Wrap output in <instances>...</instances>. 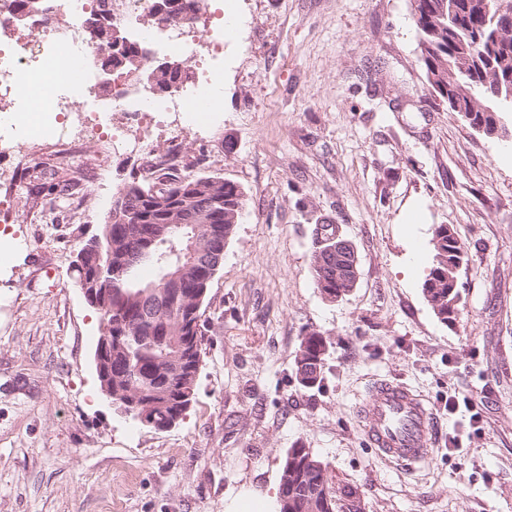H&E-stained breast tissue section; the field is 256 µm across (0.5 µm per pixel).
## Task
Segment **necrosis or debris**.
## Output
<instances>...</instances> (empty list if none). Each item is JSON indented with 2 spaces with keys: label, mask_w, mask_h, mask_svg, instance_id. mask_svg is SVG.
<instances>
[{
  "label": "necrosis or debris",
  "mask_w": 512,
  "mask_h": 512,
  "mask_svg": "<svg viewBox=\"0 0 512 512\" xmlns=\"http://www.w3.org/2000/svg\"><path fill=\"white\" fill-rule=\"evenodd\" d=\"M90 0H49L51 11L69 16L67 26H41L39 38L13 40L0 45V150L14 152L25 158L34 148L33 134L46 137L58 156L68 160L73 156L76 137L105 140L109 150H134L141 143L154 141L163 134L169 146H177L182 136L192 130L219 121L218 111L206 108L212 89L217 83L214 75L203 74L194 89L186 93L171 92L158 96L151 89L131 88L126 78L116 79L109 97H101L98 89L101 76L95 65V51L86 43L79 24ZM146 48V61L160 53L179 55L196 60L205 54L207 61L224 60L223 31L204 32L175 30L167 36L152 31H139ZM77 55L74 71L64 72L57 84L54 99L41 103L42 79L51 71L57 58ZM28 81L33 99L39 100V132L17 127L10 117L15 110L12 102L18 81ZM77 89L90 102V109L73 110L69 89Z\"/></svg>",
  "instance_id": "necrosis-or-debris-1"
}]
</instances>
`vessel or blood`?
Returning <instances> with one entry per match:
<instances>
[{"instance_id":"obj_1","label":"vessel or blood","mask_w":512,"mask_h":512,"mask_svg":"<svg viewBox=\"0 0 512 512\" xmlns=\"http://www.w3.org/2000/svg\"><path fill=\"white\" fill-rule=\"evenodd\" d=\"M376 453L410 466L425 462L436 433L432 409L407 386L375 383L360 406Z\"/></svg>"}]
</instances>
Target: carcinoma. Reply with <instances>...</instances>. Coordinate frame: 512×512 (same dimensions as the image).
<instances>
[{"instance_id":"obj_1","label":"carcinoma","mask_w":512,"mask_h":512,"mask_svg":"<svg viewBox=\"0 0 512 512\" xmlns=\"http://www.w3.org/2000/svg\"><path fill=\"white\" fill-rule=\"evenodd\" d=\"M178 6L167 15L156 11L159 0H149L147 28L160 29L193 20L202 0H175ZM412 19L419 33V45L426 78L444 99L451 95L460 107L474 111L485 125L484 135L494 131L493 116L485 111L495 107L497 97H506L512 87V16L493 19L500 10L512 13V0H411ZM38 14L52 24L46 0H11L10 12ZM113 0H94L84 21L100 23L99 34L86 42L102 49L96 58L99 69L109 67L128 73L142 65L144 48L131 37L117 46L112 42ZM146 79L164 92L186 85L188 69L170 72L153 66L143 71ZM147 174L131 176L113 198L122 202L135 221L115 220L103 224L100 250L89 262L75 266L76 285L96 289L101 321L112 328L111 349L105 365L112 367L107 380L112 403L130 412L135 420L148 411L145 428L163 431L183 419L195 391L200 365L201 307L208 286L224 254L227 240L238 224L244 206L242 189L231 181L194 172L180 161L181 149ZM166 184V192H152V185ZM203 215V223L183 224L181 219ZM339 236L334 224L316 228V252L325 242ZM434 257L421 288L434 314L446 322L460 311L458 271L464 252L454 231L441 224L434 231ZM136 253L139 262L127 269L125 256ZM144 264L155 268V278L139 279ZM316 288L334 300L351 290L355 273L339 270L336 261L325 264L313 259ZM177 273L186 286L185 297L172 299L164 310L149 307L152 293L164 290L166 275ZM327 344L322 334L311 332L301 342L294 359L295 377L306 389L321 385ZM279 512H362L361 501L334 482L330 464L308 448H291L285 457Z\"/></svg>"}]
</instances>
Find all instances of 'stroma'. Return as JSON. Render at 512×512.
Masks as SVG:
<instances>
[{"mask_svg": "<svg viewBox=\"0 0 512 512\" xmlns=\"http://www.w3.org/2000/svg\"><path fill=\"white\" fill-rule=\"evenodd\" d=\"M228 15L244 23L224 45V122L188 134L182 154L245 204L203 305L194 399L172 428H144L100 392V318L73 272L146 156L0 152L15 183L0 228L21 249L0 262V512H224L243 490L279 487L298 446L364 512H512V141L434 93L410 0H203L196 23ZM55 174L74 189L39 194ZM328 220L360 268L333 302L312 274ZM440 224L464 249L448 324L421 289ZM311 332L328 352L306 389L294 358ZM381 380L421 394L440 422L416 468L366 439L359 406ZM454 394L476 400L481 431L449 413Z\"/></svg>", "mask_w": 512, "mask_h": 512, "instance_id": "1", "label": "stroma"}]
</instances>
